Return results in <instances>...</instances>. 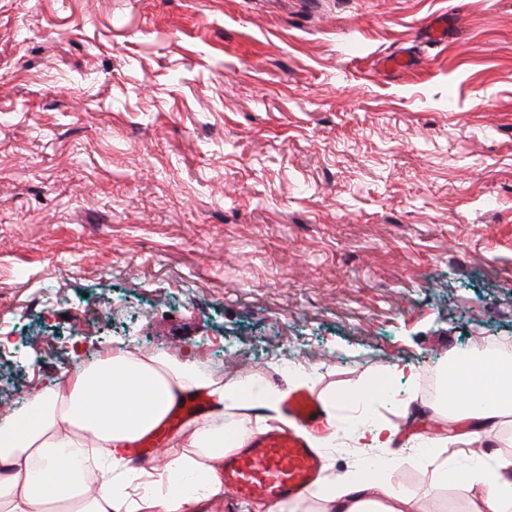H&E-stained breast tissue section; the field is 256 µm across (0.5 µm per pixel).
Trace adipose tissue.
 <instances>
[{"mask_svg": "<svg viewBox=\"0 0 512 512\" xmlns=\"http://www.w3.org/2000/svg\"><path fill=\"white\" fill-rule=\"evenodd\" d=\"M442 378L456 400L436 406L444 428L426 451L384 455L396 425H363L357 442L381 450L378 469L324 480L316 512H425L419 500L394 491V474L410 464L430 471L438 487L460 460L470 512H512V460L490 462L471 448L512 416V367L475 357L453 363ZM202 391L211 420L187 422L156 474L130 467L127 444ZM283 399L249 378L204 374L190 355L112 351L35 391L24 413L0 422V512H204L223 492L217 463L264 432L265 420L284 423Z\"/></svg>", "mask_w": 512, "mask_h": 512, "instance_id": "ef3b65f1", "label": "adipose tissue"}]
</instances>
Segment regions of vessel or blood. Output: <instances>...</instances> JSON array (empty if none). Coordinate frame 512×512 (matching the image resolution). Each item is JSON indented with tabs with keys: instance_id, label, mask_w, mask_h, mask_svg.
Returning <instances> with one entry per match:
<instances>
[{
	"instance_id": "1",
	"label": "vessel or blood",
	"mask_w": 512,
	"mask_h": 512,
	"mask_svg": "<svg viewBox=\"0 0 512 512\" xmlns=\"http://www.w3.org/2000/svg\"><path fill=\"white\" fill-rule=\"evenodd\" d=\"M291 428L254 437L245 448L225 456L218 475L225 494L237 500L260 499L280 503L308 493L323 467V457L313 437L321 433L325 411L313 395L299 392L283 404ZM207 411L204 399L174 409L161 423L132 445V464L161 460L172 433L190 417Z\"/></svg>"
}]
</instances>
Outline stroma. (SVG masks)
<instances>
[{"instance_id":"stroma-1","label":"stroma","mask_w":512,"mask_h":512,"mask_svg":"<svg viewBox=\"0 0 512 512\" xmlns=\"http://www.w3.org/2000/svg\"><path fill=\"white\" fill-rule=\"evenodd\" d=\"M507 341L512 0H0V420L116 347L326 400Z\"/></svg>"}]
</instances>
